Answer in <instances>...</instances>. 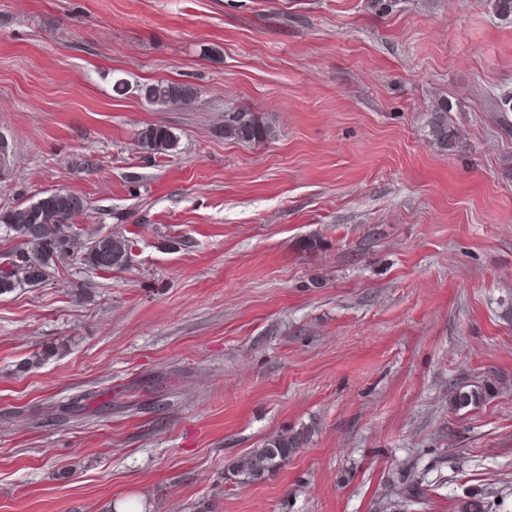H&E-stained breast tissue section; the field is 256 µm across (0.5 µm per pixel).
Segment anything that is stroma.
I'll use <instances>...</instances> for the list:
<instances>
[{"label":"stroma","instance_id":"obj_1","mask_svg":"<svg viewBox=\"0 0 512 512\" xmlns=\"http://www.w3.org/2000/svg\"><path fill=\"white\" fill-rule=\"evenodd\" d=\"M159 80L196 103L151 106ZM508 90L490 0H0V209L63 188L132 242L0 295V512H512ZM238 107L273 137H219ZM154 123L173 153L137 149ZM141 91L147 102L163 109L191 106L199 94L193 85L172 80L157 81L141 88ZM427 127L430 143L443 153L457 148V135L448 123V106L442 101L427 114ZM131 241L121 234H99L84 248L78 261L92 270H122L130 262ZM300 434L276 435L268 439L260 448H255L247 456L233 463L229 472L239 483L261 480L265 475L288 464L300 448Z\"/></svg>","mask_w":512,"mask_h":512}]
</instances>
